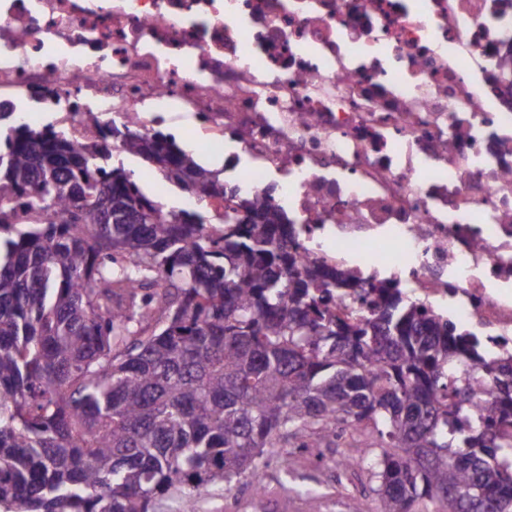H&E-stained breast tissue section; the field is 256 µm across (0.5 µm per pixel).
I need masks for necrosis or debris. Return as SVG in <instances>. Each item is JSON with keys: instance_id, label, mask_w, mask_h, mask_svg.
<instances>
[{"instance_id": "4bbe7bcc", "label": "necrosis or debris", "mask_w": 512, "mask_h": 512, "mask_svg": "<svg viewBox=\"0 0 512 512\" xmlns=\"http://www.w3.org/2000/svg\"><path fill=\"white\" fill-rule=\"evenodd\" d=\"M0 105L234 139L308 256L512 353V0H0Z\"/></svg>"}]
</instances>
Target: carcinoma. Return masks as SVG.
Returning a JSON list of instances; mask_svg holds the SVG:
<instances>
[{"mask_svg":"<svg viewBox=\"0 0 512 512\" xmlns=\"http://www.w3.org/2000/svg\"><path fill=\"white\" fill-rule=\"evenodd\" d=\"M80 143L0 109V507L155 512L351 434L372 512H512V355L345 266L167 133ZM200 197L165 209L104 143Z\"/></svg>","mask_w":512,"mask_h":512,"instance_id":"obj_1","label":"carcinoma"}]
</instances>
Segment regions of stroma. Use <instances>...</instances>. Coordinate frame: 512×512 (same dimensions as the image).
<instances>
[{
  "mask_svg": "<svg viewBox=\"0 0 512 512\" xmlns=\"http://www.w3.org/2000/svg\"><path fill=\"white\" fill-rule=\"evenodd\" d=\"M112 165L123 166L144 193L178 208L184 190L167 182L163 173L139 157L113 149ZM354 453L342 443L333 448H292L269 451L264 469V492L254 495L248 479L230 488L214 487L197 496L195 512H367L376 481L362 469L346 468Z\"/></svg>",
  "mask_w": 512,
  "mask_h": 512,
  "instance_id": "1",
  "label": "stroma"
}]
</instances>
